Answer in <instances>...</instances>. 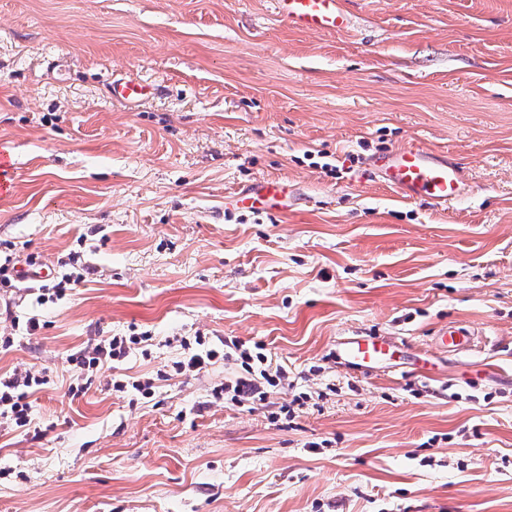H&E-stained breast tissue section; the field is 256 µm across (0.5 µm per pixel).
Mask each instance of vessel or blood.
I'll use <instances>...</instances> for the list:
<instances>
[{
    "label": "vessel or blood",
    "instance_id": "vessel-or-blood-1",
    "mask_svg": "<svg viewBox=\"0 0 512 512\" xmlns=\"http://www.w3.org/2000/svg\"><path fill=\"white\" fill-rule=\"evenodd\" d=\"M277 14L298 30L342 34L352 26L346 0H274ZM153 92L150 85L138 79L113 81L110 95L122 103L140 102ZM380 182L409 201L424 200L445 207L457 201L463 180L457 163L443 153L418 143H409L371 159ZM233 205L242 210L264 213L283 211L288 207V184L282 179H264L236 195ZM438 341L462 352L474 345L476 333L468 326L454 322L441 327ZM393 345L383 337L352 338L343 342L339 357L345 364L371 369L390 359Z\"/></svg>",
    "mask_w": 512,
    "mask_h": 512
}]
</instances>
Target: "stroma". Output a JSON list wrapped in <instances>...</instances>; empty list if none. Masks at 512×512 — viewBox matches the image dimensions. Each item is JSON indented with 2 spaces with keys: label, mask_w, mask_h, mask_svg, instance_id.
<instances>
[{
  "label": "stroma",
  "mask_w": 512,
  "mask_h": 512,
  "mask_svg": "<svg viewBox=\"0 0 512 512\" xmlns=\"http://www.w3.org/2000/svg\"><path fill=\"white\" fill-rule=\"evenodd\" d=\"M347 8L331 34L273 0H0V242L46 272L0 288V373L45 379L29 433L0 426V512H512V0ZM129 74L151 99L112 101ZM412 141L459 164L464 200L368 173ZM268 177L288 214L231 205ZM450 322L473 352L436 345ZM110 336L140 342L71 396V355ZM199 336L264 342L293 388L215 400L243 370L177 374ZM352 336L405 367L344 366Z\"/></svg>",
  "instance_id": "stroma-1"
}]
</instances>
